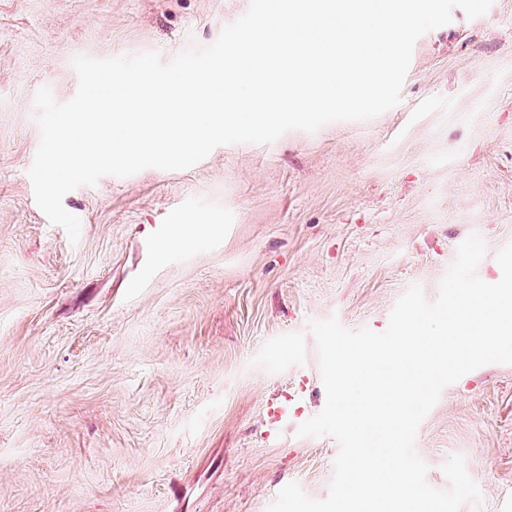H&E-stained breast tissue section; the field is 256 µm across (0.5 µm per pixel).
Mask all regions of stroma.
Here are the masks:
<instances>
[{
  "label": "stroma",
  "mask_w": 512,
  "mask_h": 512,
  "mask_svg": "<svg viewBox=\"0 0 512 512\" xmlns=\"http://www.w3.org/2000/svg\"><path fill=\"white\" fill-rule=\"evenodd\" d=\"M250 0H0V512H267L328 494L339 452L296 431L324 407L311 322L385 331L435 301L481 237L512 243V0L415 42L401 102L365 121L215 148L191 168L67 193L78 242L38 207L34 98L71 100L74 57L212 44ZM194 219L205 232L171 240ZM299 415L269 435L266 406ZM426 479L455 454L512 512V365L445 387L420 424Z\"/></svg>",
  "instance_id": "stroma-1"
}]
</instances>
